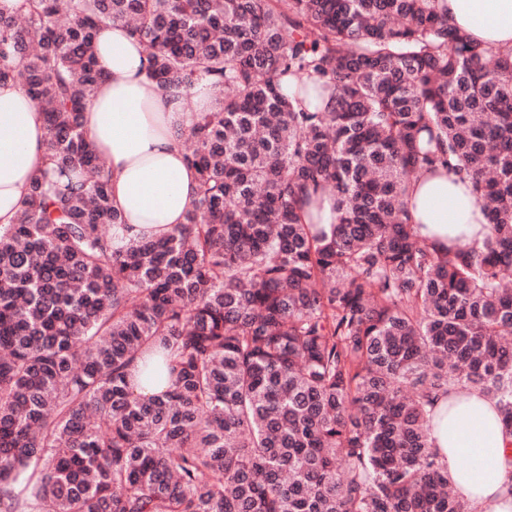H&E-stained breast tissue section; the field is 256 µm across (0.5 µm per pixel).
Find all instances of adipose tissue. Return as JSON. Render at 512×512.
Here are the masks:
<instances>
[{"instance_id":"1","label":"adipose tissue","mask_w":512,"mask_h":512,"mask_svg":"<svg viewBox=\"0 0 512 512\" xmlns=\"http://www.w3.org/2000/svg\"><path fill=\"white\" fill-rule=\"evenodd\" d=\"M451 24L488 48L512 45V0H443ZM102 80L81 114L87 139L111 173L112 205L130 235L161 237L186 221L195 202L196 172L180 136L194 115L183 89L147 76L149 60L126 27L97 32ZM47 131L26 90L0 82V225L11 224L34 179L48 168ZM411 221L439 250L481 246L488 231L480 203L460 176L422 174L409 203ZM429 443L448 471V484L473 512H512V435L498 408L478 391L435 398Z\"/></svg>"}]
</instances>
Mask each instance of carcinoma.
I'll list each match as a JSON object with an SVG mask.
<instances>
[{
  "label": "carcinoma",
  "instance_id": "cac0c4a2",
  "mask_svg": "<svg viewBox=\"0 0 512 512\" xmlns=\"http://www.w3.org/2000/svg\"><path fill=\"white\" fill-rule=\"evenodd\" d=\"M104 21L159 85L213 90L163 239L127 236L81 127ZM9 79L49 169L0 228V512H471L428 406L479 389L512 435V48L437 0H22ZM438 165L483 206L478 249L408 222ZM321 195L329 234L302 219Z\"/></svg>",
  "mask_w": 512,
  "mask_h": 512
}]
</instances>
